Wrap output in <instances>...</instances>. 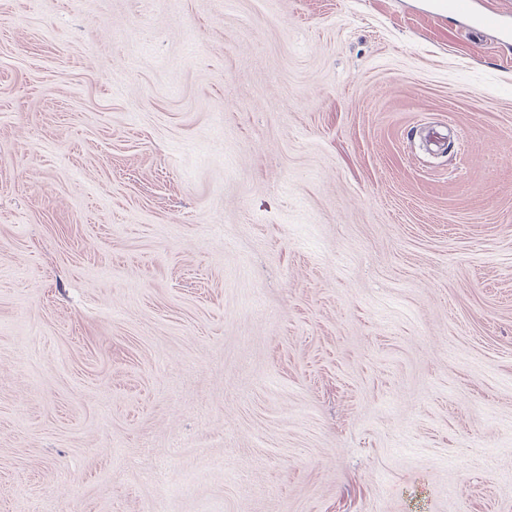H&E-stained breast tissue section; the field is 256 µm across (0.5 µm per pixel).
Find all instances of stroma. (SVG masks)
I'll list each match as a JSON object with an SVG mask.
<instances>
[{
    "mask_svg": "<svg viewBox=\"0 0 512 512\" xmlns=\"http://www.w3.org/2000/svg\"><path fill=\"white\" fill-rule=\"evenodd\" d=\"M427 0H0V512H512V46Z\"/></svg>",
    "mask_w": 512,
    "mask_h": 512,
    "instance_id": "35a3bbf8",
    "label": "stroma"
}]
</instances>
